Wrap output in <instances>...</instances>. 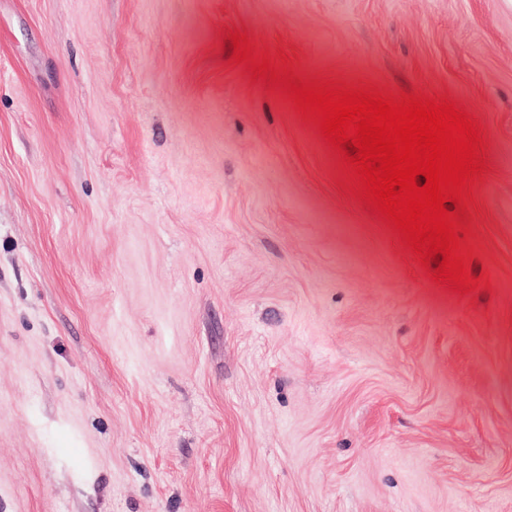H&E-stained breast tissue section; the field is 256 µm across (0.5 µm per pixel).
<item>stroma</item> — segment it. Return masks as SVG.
<instances>
[{"instance_id":"35a3bbf8","label":"stroma","mask_w":512,"mask_h":512,"mask_svg":"<svg viewBox=\"0 0 512 512\" xmlns=\"http://www.w3.org/2000/svg\"><path fill=\"white\" fill-rule=\"evenodd\" d=\"M231 28L478 119L489 289ZM0 512H512V0H0Z\"/></svg>"}]
</instances>
